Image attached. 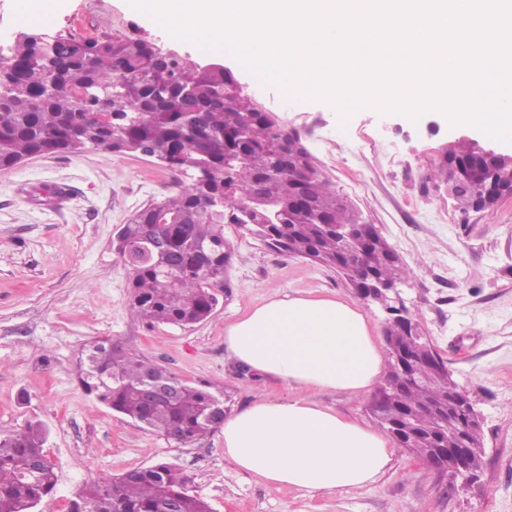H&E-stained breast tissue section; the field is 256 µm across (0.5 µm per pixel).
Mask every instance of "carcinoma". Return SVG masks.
Returning <instances> with one entry per match:
<instances>
[{
    "label": "carcinoma",
    "instance_id": "obj_1",
    "mask_svg": "<svg viewBox=\"0 0 512 512\" xmlns=\"http://www.w3.org/2000/svg\"><path fill=\"white\" fill-rule=\"evenodd\" d=\"M190 95H182L184 88ZM111 150L168 155L182 173L203 171L207 188L191 182L178 193L135 213L120 231L138 246L152 236L166 249L163 261H146L130 270V310L148 323L191 326L210 316L225 287L224 265L234 258L224 238V223L238 224L267 246L305 258L360 287L358 248L333 228L358 222L352 204L338 198L303 150L298 134L258 108L233 72L163 55L153 43L123 33L93 38L47 31H21L0 52V170L36 155ZM478 158L475 141L459 139L442 153L430 179L444 178L450 195L465 211L473 209L468 185ZM512 178V168L495 166L482 180L497 185ZM250 202L242 211L238 204ZM175 223H158V214ZM367 277L402 283L410 270L384 237L372 243ZM423 335L418 319L397 311L385 319L388 372L379 388L383 408L411 415L414 443L399 444L420 457L429 448H458L462 436L480 466L481 427L461 432L441 427L439 408L457 388L444 359L433 350L412 352L406 385L396 375V353L407 335ZM175 381L174 400H146V377ZM81 384L113 412L181 444L215 432L210 421L216 396L175 377L161 365L110 339L97 342L80 360ZM40 424L0 438V512H34L55 490L57 473L45 452ZM212 512L191 494L188 478L165 462L91 482L77 494L69 512Z\"/></svg>",
    "mask_w": 512,
    "mask_h": 512
}]
</instances>
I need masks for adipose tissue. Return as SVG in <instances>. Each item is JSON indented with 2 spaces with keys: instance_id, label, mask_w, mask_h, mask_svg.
<instances>
[{
  "instance_id": "obj_1",
  "label": "adipose tissue",
  "mask_w": 512,
  "mask_h": 512,
  "mask_svg": "<svg viewBox=\"0 0 512 512\" xmlns=\"http://www.w3.org/2000/svg\"><path fill=\"white\" fill-rule=\"evenodd\" d=\"M224 346L231 362L288 389L225 417L224 459L235 470L306 493L360 488L386 472V436L309 396H358L376 384L382 352L360 307L334 296L271 297L225 326Z\"/></svg>"
}]
</instances>
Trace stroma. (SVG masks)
Returning <instances> with one entry per match:
<instances>
[{"instance_id": "1", "label": "stroma", "mask_w": 512, "mask_h": 512, "mask_svg": "<svg viewBox=\"0 0 512 512\" xmlns=\"http://www.w3.org/2000/svg\"><path fill=\"white\" fill-rule=\"evenodd\" d=\"M46 25L87 38L122 30L191 62L223 63L298 133L331 187L380 227L411 269L405 305L469 394L483 448L466 483L399 447L374 484L310 496L233 469L221 432L182 445L121 418L77 380L81 353L96 341L134 347L182 381L206 386L230 413L287 390L274 378L241 375L224 355L225 324L271 297L357 295L336 272L228 224L235 256L212 314L187 327L135 321L129 272L112 243L137 210L176 194L189 176L139 154L39 155L0 171V437L32 421L48 429L45 451L58 484L36 512H65L87 482L159 462L187 475L212 512H512V200L465 214L428 178L449 142L479 131L449 127L435 111L413 122L363 110L340 123L324 103L289 101L277 87L257 86L229 54L201 55L128 0H58ZM59 185L66 199L46 201L45 191Z\"/></svg>"}]
</instances>
